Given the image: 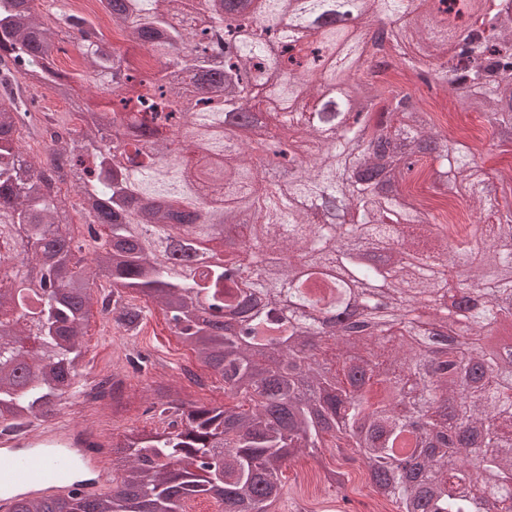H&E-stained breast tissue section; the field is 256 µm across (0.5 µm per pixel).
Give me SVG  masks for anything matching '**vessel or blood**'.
I'll list each match as a JSON object with an SVG mask.
<instances>
[{
    "label": "vessel or blood",
    "instance_id": "b4317fda",
    "mask_svg": "<svg viewBox=\"0 0 512 512\" xmlns=\"http://www.w3.org/2000/svg\"><path fill=\"white\" fill-rule=\"evenodd\" d=\"M107 452L103 435L65 415L0 435V512H11L20 494L88 498L110 490L113 475L101 464Z\"/></svg>",
    "mask_w": 512,
    "mask_h": 512
}]
</instances>
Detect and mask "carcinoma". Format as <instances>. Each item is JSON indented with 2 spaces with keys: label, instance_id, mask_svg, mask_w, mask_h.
Instances as JSON below:
<instances>
[{
  "label": "carcinoma",
  "instance_id": "carcinoma-1",
  "mask_svg": "<svg viewBox=\"0 0 512 512\" xmlns=\"http://www.w3.org/2000/svg\"><path fill=\"white\" fill-rule=\"evenodd\" d=\"M31 2L0 0V262L21 233L37 244L43 279L18 289L17 316L0 317V422L43 417L72 393L97 278L110 285L102 303L114 329L136 336L146 319L127 295L155 303L234 404L187 403L159 385L147 412L165 426L112 442L125 453L112 490L20 499L12 512H189L201 498L221 512H269L286 462L324 448L368 468L395 512H493L512 501V348L483 343L512 328V200L489 193L476 153L436 130L413 94L361 81L389 66V44L400 65L427 64L425 85L512 143L502 133L512 127V13L497 0H418L412 12L404 0H354L385 19L370 53L351 28L317 24L336 0H100L112 29L158 68L113 55L112 108L49 144L42 163L19 145L35 128L22 88L70 100L73 86ZM57 27L103 85L97 30L66 12ZM329 79L354 81L364 99L356 124L341 126L346 98H320ZM251 110L280 138L310 144L304 173L259 177V141L241 123ZM174 137L183 158L171 165L156 145ZM425 160L491 223L454 231L405 192ZM209 181L217 199L203 211ZM67 183L87 223L105 230L87 274L75 271ZM145 225L163 235H144ZM174 234L182 250L195 238L222 259L178 276ZM273 247L283 261L238 284L242 254L253 261ZM458 261L467 279L453 287L448 264ZM286 289L336 312V331L306 311L277 314Z\"/></svg>",
  "mask_w": 512,
  "mask_h": 512
}]
</instances>
